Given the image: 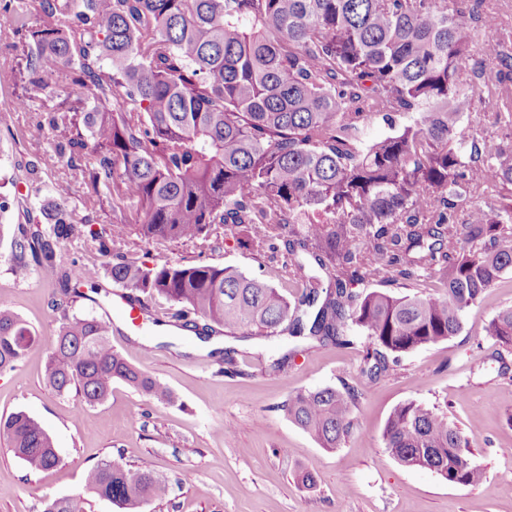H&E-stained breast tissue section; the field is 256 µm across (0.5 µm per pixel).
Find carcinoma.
Here are the masks:
<instances>
[{"instance_id":"carcinoma-1","label":"carcinoma","mask_w":512,"mask_h":512,"mask_svg":"<svg viewBox=\"0 0 512 512\" xmlns=\"http://www.w3.org/2000/svg\"><path fill=\"white\" fill-rule=\"evenodd\" d=\"M20 25L31 90L56 83L80 102L48 117L62 124L61 154L94 202L125 206L145 239L206 238L214 226L266 224L279 231L305 292L294 302L234 268L152 266L123 260L112 281L166 300L173 317L228 333L292 337L336 346L366 336L362 373L370 380L422 347L463 328L501 275L512 271V65L497 72L494 123L501 135L460 128L484 101L462 77L480 13L448 0H29ZM512 33L483 43L509 57ZM411 122L395 127V117ZM382 119L393 133L369 140ZM55 203L27 213L11 246L20 273L56 270L55 245L76 232L68 185ZM435 271L432 296L396 295L366 283L410 281ZM327 274L322 281L317 272ZM45 364L59 394L83 406L123 381L155 399L169 388L112 348L102 317L69 316ZM486 336L512 348V308ZM36 333L0 309V371L15 368ZM360 390L288 395V419L334 451L350 436ZM14 454L31 471L60 459L51 438L24 411L0 420ZM386 451L452 484L476 485L483 469L447 416L416 400L390 412ZM97 496L138 512L168 493L166 479L118 461L88 475ZM43 512H84L79 497H53Z\"/></svg>"}]
</instances>
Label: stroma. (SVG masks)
<instances>
[{
	"instance_id": "1",
	"label": "stroma",
	"mask_w": 512,
	"mask_h": 512,
	"mask_svg": "<svg viewBox=\"0 0 512 512\" xmlns=\"http://www.w3.org/2000/svg\"><path fill=\"white\" fill-rule=\"evenodd\" d=\"M23 0L0 9V198L9 204L0 224L18 228L27 212L54 203L57 182L70 183L68 207L77 234L63 242L66 264L95 268V284L78 292L42 270L17 278L9 239L0 240V307L12 309L39 341L15 369L0 372V419L23 411L49 434L60 458L54 469L30 472L0 435V512H42L51 497L79 496L87 512H119L91 493L89 471L115 460L167 477L169 495L145 503L140 512H512V350L499 347L484 328L512 307V272L470 309L452 339L403 355L390 374L364 383L365 337L354 345H313L281 334L269 339L236 335L223 347L203 351L197 333L170 324L165 300L141 296L154 315L139 328L115 317L118 287L109 270L120 260L153 265L169 260L186 265L232 266L260 277L288 299L303 291L283 248L249 228L215 226L208 238L169 242L125 231L120 246L104 250L93 232L123 228L119 212L89 201L59 153L63 132L46 114L70 106L64 87L15 111L26 94L27 72L17 43ZM66 298L69 314L112 313V346L132 365L164 383L169 402L124 383L108 398L81 406L75 393L58 394L45 381L44 366L54 348L59 315L53 300ZM151 337L153 347L141 349ZM289 360L280 371L271 363ZM237 370L219 373L224 358ZM358 382L362 394L353 408L354 430L339 449L328 451L287 417L290 392ZM407 400L437 408L469 441L473 461L484 470L479 484H448L437 473L401 465L384 447L383 431L392 409ZM312 472L314 488L297 481Z\"/></svg>"
}]
</instances>
